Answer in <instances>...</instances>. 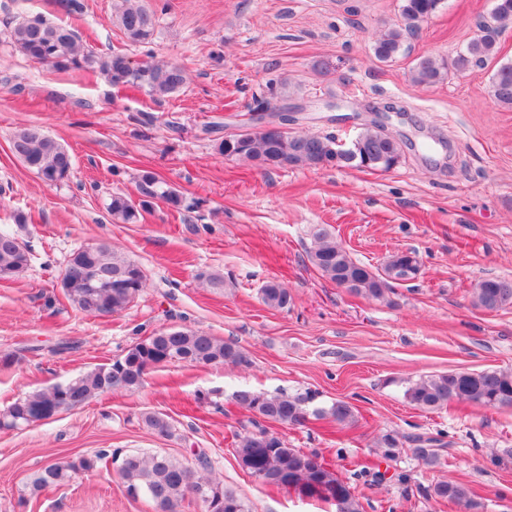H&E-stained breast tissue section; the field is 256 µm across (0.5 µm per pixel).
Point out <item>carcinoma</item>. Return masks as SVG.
I'll return each instance as SVG.
<instances>
[{
    "mask_svg": "<svg viewBox=\"0 0 512 512\" xmlns=\"http://www.w3.org/2000/svg\"><path fill=\"white\" fill-rule=\"evenodd\" d=\"M442 0H401L400 20L386 27L375 39V58L388 63L405 51V44L420 26L438 10ZM155 12L143 0H117L111 22L131 43H147L154 34ZM512 27V0H495L489 17L478 24V33L451 61L421 57L409 72L418 85H435L448 78V73H465L481 66L497 53L500 33ZM14 46L29 60L58 72H98L114 87H136L154 99L170 97L185 86L186 70L167 62L134 66L121 53L101 55L86 50L80 34L70 24L56 23L41 14L26 16L10 33ZM495 100L512 107V62L501 64L492 76ZM288 98V81L266 86L253 97L256 108L271 109L275 102ZM12 151L38 177L50 185L69 179L73 161L69 151L55 138L37 126L17 130L12 137ZM218 151L226 158L254 163L260 168L305 166L336 167L358 170L388 171L403 158L400 143L378 126L360 132L357 148L348 158L336 156L333 136L294 134L286 132L274 137L262 130L240 131L218 143ZM137 191L147 200H161L173 209L185 206L184 197L156 173L145 171L138 176ZM108 211L112 219L123 224L139 221L141 213L127 195L112 194ZM31 249L18 233L0 230V279H9L24 272L30 262ZM311 262L320 274L336 283L354 277L349 292L371 300L383 301L397 281L417 277L419 258L412 250L398 251L384 265L372 269L356 260L336 242L327 230L315 232V248ZM67 298L83 313L110 316L129 307L145 288L146 280L140 265L124 252L105 242L81 245L70 255L66 267ZM504 279L486 277L475 285L472 304L482 310L496 311L512 304V288H504ZM261 300L269 308L288 306V289L276 279L261 288ZM182 362L189 365H251L247 353L237 344L226 342L198 329H167L131 345L125 354L110 364L101 365L57 383L46 389L15 399L0 411V424L18 429L39 421L55 419L75 405L88 404L112 392H135L144 387L146 375L159 365ZM408 402L422 410L437 411L451 403H472L489 407H512V371L487 369L481 371L452 370L428 375L405 392ZM238 406L254 418L252 431L234 435L233 452L247 466L251 475L273 477L271 485L288 488L298 495L336 506V512H363L359 499L350 486L339 478L315 453L290 448L280 437L267 442L269 434L260 421L297 426L308 415L310 397L301 394L266 395L251 390L234 393ZM317 417H330L343 427L357 422L349 403L338 400L328 408L313 411ZM145 426L158 437H169L172 424L160 413H148ZM118 464V474L127 492L151 500L158 512H177L181 503L191 496L190 485L204 489L211 501L219 502L217 512H249L247 504L234 491L208 473L198 472L187 464L165 454H126L117 449L105 450L91 457L60 458L39 469L29 483V495L38 496L50 488L69 484L76 476L97 469L106 459ZM438 500L461 503L469 509L478 508L467 488L450 481H441L428 490Z\"/></svg>",
    "mask_w": 512,
    "mask_h": 512,
    "instance_id": "obj_1",
    "label": "carcinoma"
}]
</instances>
